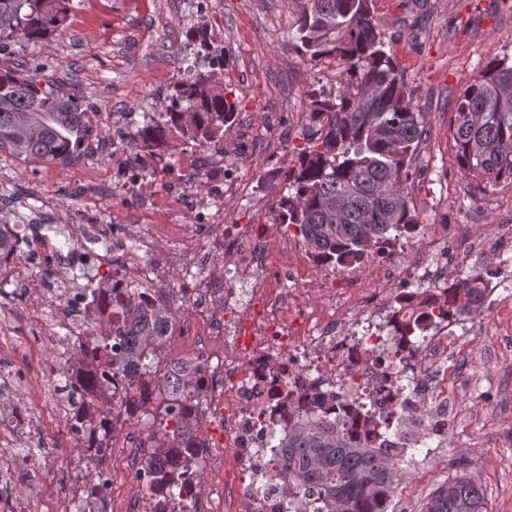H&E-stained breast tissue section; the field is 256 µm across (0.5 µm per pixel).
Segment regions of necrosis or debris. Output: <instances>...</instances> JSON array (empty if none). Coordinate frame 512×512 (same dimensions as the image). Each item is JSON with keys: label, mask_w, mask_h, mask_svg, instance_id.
I'll return each mask as SVG.
<instances>
[{"label": "necrosis or debris", "mask_w": 512, "mask_h": 512, "mask_svg": "<svg viewBox=\"0 0 512 512\" xmlns=\"http://www.w3.org/2000/svg\"><path fill=\"white\" fill-rule=\"evenodd\" d=\"M205 119L201 112L185 121L165 99L135 149L117 116L111 145L87 142L88 154L111 152L112 188L136 200L139 223L86 224L56 243L37 226L4 228L13 246L0 267V490L33 491L54 473L67 488L25 512H69V490L86 470L82 453L22 459L13 451L17 438L43 439L70 411L47 381L43 349L72 323L96 334L110 320L109 299L134 282L145 312L180 310L165 335L200 389L188 407L202 470L176 500H162L139 422L121 421L112 462L99 470L122 472L128 491L109 512H311L273 450L275 433L298 416L336 421L352 437H370L383 455L423 467L442 455L449 425L464 421L462 392L485 405L501 377L512 379V354L484 382L468 380L459 358L512 342V287L483 263L490 253L512 257V224L487 234L472 224H417L362 264H329L294 226L231 220L256 191L237 170L252 153L303 131L278 127L262 141L228 140L214 123L204 139ZM183 208L198 223H176ZM75 259L97 265L102 278L66 288L64 271ZM175 269L186 284L174 296L160 283ZM466 272L493 305L488 321L461 308L456 283Z\"/></svg>", "instance_id": "necrosis-or-debris-1"}]
</instances>
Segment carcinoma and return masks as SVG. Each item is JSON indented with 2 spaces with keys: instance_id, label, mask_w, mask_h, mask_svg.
Listing matches in <instances>:
<instances>
[{
  "instance_id": "cac0c4a2",
  "label": "carcinoma",
  "mask_w": 512,
  "mask_h": 512,
  "mask_svg": "<svg viewBox=\"0 0 512 512\" xmlns=\"http://www.w3.org/2000/svg\"><path fill=\"white\" fill-rule=\"evenodd\" d=\"M72 0H0V152L8 149L23 161L49 164L75 153L87 132L88 112L81 95L52 81H41L40 66L16 68L19 49L62 30ZM373 0H288L296 15L298 49L310 60L332 57L342 68L336 95L312 97L307 107L322 135L294 155L276 200L281 224H291L308 245L327 260L344 265L382 251L417 223L408 183L418 151L424 113L393 58L385 51L382 32L371 11ZM183 114L210 104L216 119L230 127L235 104L224 93L198 80L192 94L175 87L171 94ZM457 157L465 173L480 179L512 183V64L490 61L456 98ZM461 294L475 309H483L480 289L460 281ZM136 291L117 302L123 321L103 326L94 337L98 355L83 379L70 381L68 369L58 370L56 382L70 392L74 417L67 433L83 432V401L98 385L110 387V375L123 376L129 391L142 380L195 394L192 379L171 378L160 337L178 308L165 309L148 323L135 302ZM85 354L83 336L69 330L56 355L76 361ZM131 401L125 396L99 412L98 446L88 448L99 463L112 441V422L119 421ZM169 401L156 398L144 407L146 447L181 448L178 462L199 468L187 449L193 427L172 422ZM288 480L311 499L313 512H375L382 498L401 483L399 465L327 420L301 418L288 428ZM179 473L162 472L160 491H177ZM423 512H488L483 491L473 479L456 477L439 486Z\"/></svg>"
}]
</instances>
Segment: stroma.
<instances>
[{
    "instance_id": "1",
    "label": "stroma",
    "mask_w": 512,
    "mask_h": 512,
    "mask_svg": "<svg viewBox=\"0 0 512 512\" xmlns=\"http://www.w3.org/2000/svg\"><path fill=\"white\" fill-rule=\"evenodd\" d=\"M373 14L424 114V133L409 185L422 224L501 223L502 183L464 174L453 139L454 105L461 90L488 62L512 58V5L507 0H375ZM224 35V93L249 119L255 137L286 124L306 109L309 91L332 96L321 82L323 61L297 49L288 0H72L65 32L24 48L44 78L77 89L89 108L88 132L112 140L116 112L148 113L175 84L180 63L193 59L189 29ZM112 182V159L97 163L27 164L0 156V222L56 224L62 213L92 209L97 221H125L135 205L103 191ZM454 187L451 209L428 198ZM481 424L448 433V459L430 467L428 482L399 486L394 512H421L448 479L468 476L481 485L488 512H512V447L479 446Z\"/></svg>"
}]
</instances>
